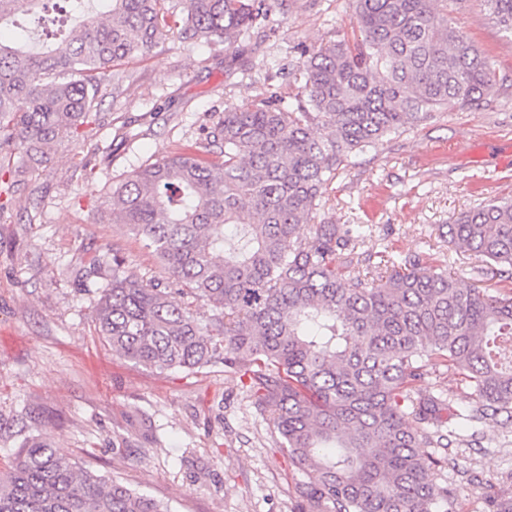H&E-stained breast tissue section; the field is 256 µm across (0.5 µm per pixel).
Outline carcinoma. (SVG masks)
<instances>
[{
	"label": "carcinoma",
	"instance_id": "obj_1",
	"mask_svg": "<svg viewBox=\"0 0 512 512\" xmlns=\"http://www.w3.org/2000/svg\"><path fill=\"white\" fill-rule=\"evenodd\" d=\"M457 0H352L357 29L304 48L291 99L257 98L112 185L105 204L162 263L171 288L139 279L112 253L89 262L109 279L93 310L112 352L146 368L197 372L216 363L250 380L312 512H431L451 490L428 480L447 448L446 401L414 395L432 365L464 375L480 423L512 418V291L461 288L426 255L389 271L355 269L360 224L300 225L351 155L407 125L485 101L489 60L448 24ZM52 0H0L47 31ZM512 37V0H483ZM185 41L233 47L268 25L267 0H178ZM68 36L41 47L0 31V182L32 173L96 116L113 71L170 31L168 0H103ZM322 133L317 135L314 129ZM218 159L208 158L211 153ZM20 155L22 164L13 162ZM451 242L512 272V201L458 214ZM212 314L199 316L197 307ZM0 512H171L169 506L25 435L0 468Z\"/></svg>",
	"mask_w": 512,
	"mask_h": 512
}]
</instances>
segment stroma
Instances as JSON below:
<instances>
[{
	"label": "stroma",
	"mask_w": 512,
	"mask_h": 512,
	"mask_svg": "<svg viewBox=\"0 0 512 512\" xmlns=\"http://www.w3.org/2000/svg\"><path fill=\"white\" fill-rule=\"evenodd\" d=\"M263 44L234 48L176 38L120 69L122 93L104 90L99 119L33 173L30 191L0 214V461L12 431L49 435L58 453L168 503L172 512H309L280 436L237 374L223 364L186 374L133 364L104 347L92 323L99 280L91 258L114 249L128 273L167 282L158 260L103 205L114 183L170 155L200 127L263 91L303 83L297 45L326 46L352 32L349 0H286ZM448 22L488 58L498 97L451 109L353 155L328 187L314 225L366 224L361 253L385 267L408 255L447 266L461 287L512 288L495 266L447 241L443 224L491 199L512 197V169L468 163L477 142L512 146V38L483 0H461ZM413 390L449 400L456 441L433 449L429 478L453 492L449 512H490L488 494L512 496V420L470 424L473 387L452 369L427 368Z\"/></svg>",
	"instance_id": "1"
}]
</instances>
